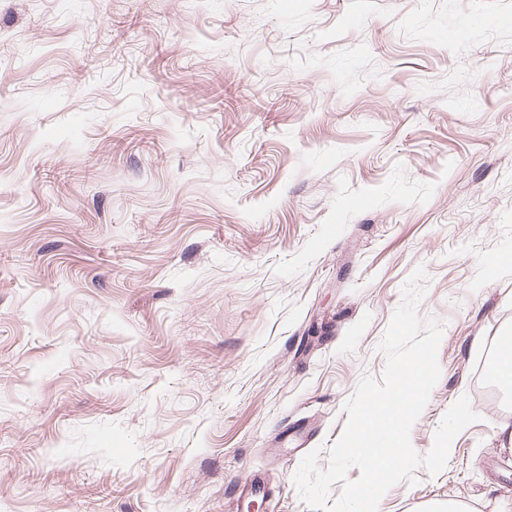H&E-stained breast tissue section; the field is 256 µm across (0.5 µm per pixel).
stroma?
<instances>
[{
	"label": "stroma",
	"instance_id": "stroma-1",
	"mask_svg": "<svg viewBox=\"0 0 512 512\" xmlns=\"http://www.w3.org/2000/svg\"><path fill=\"white\" fill-rule=\"evenodd\" d=\"M420 266L378 512H512V0H0V512H310Z\"/></svg>",
	"mask_w": 512,
	"mask_h": 512
}]
</instances>
